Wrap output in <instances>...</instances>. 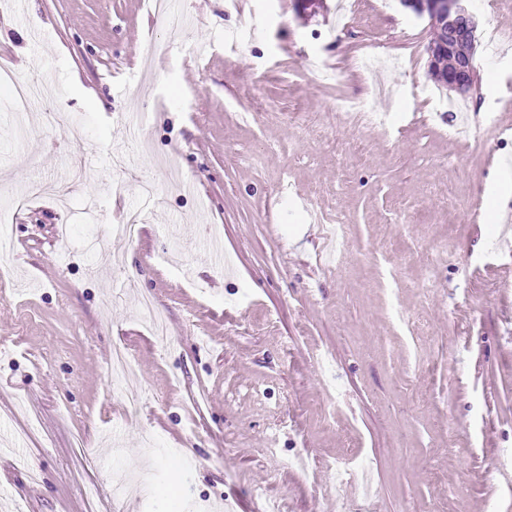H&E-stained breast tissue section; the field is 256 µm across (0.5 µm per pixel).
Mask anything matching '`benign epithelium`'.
Instances as JSON below:
<instances>
[{"instance_id":"obj_1","label":"benign epithelium","mask_w":512,"mask_h":512,"mask_svg":"<svg viewBox=\"0 0 512 512\" xmlns=\"http://www.w3.org/2000/svg\"><path fill=\"white\" fill-rule=\"evenodd\" d=\"M467 0H404L418 15L429 18L431 41L427 46L436 80L459 95L470 93L477 21Z\"/></svg>"}]
</instances>
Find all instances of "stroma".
<instances>
[{
	"instance_id": "35a3bbf8",
	"label": "stroma",
	"mask_w": 512,
	"mask_h": 512,
	"mask_svg": "<svg viewBox=\"0 0 512 512\" xmlns=\"http://www.w3.org/2000/svg\"><path fill=\"white\" fill-rule=\"evenodd\" d=\"M375 32L377 75L360 64ZM429 33L399 0L0 6V57L43 90L22 117L0 90V512H86L92 489L113 512L118 480L146 488L139 512L261 494L338 512L326 465L346 453L369 512H506L512 253L472 216L512 169V138L486 128L512 127V38L478 32L458 136ZM342 98L384 127L337 117ZM134 208L117 266L90 227ZM312 213L349 252L327 258ZM118 345L134 407L112 390Z\"/></svg>"
}]
</instances>
